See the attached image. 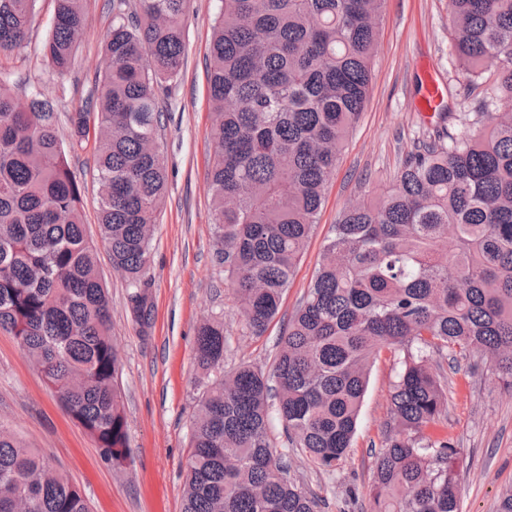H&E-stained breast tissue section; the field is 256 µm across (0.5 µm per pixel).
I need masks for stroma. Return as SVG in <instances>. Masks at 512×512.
<instances>
[{
    "mask_svg": "<svg viewBox=\"0 0 512 512\" xmlns=\"http://www.w3.org/2000/svg\"><path fill=\"white\" fill-rule=\"evenodd\" d=\"M218 0H189L184 17V65L160 94L164 113L157 137L168 176L164 206L150 244V320L136 322L128 307L125 279L99 234V197L92 148L72 145L68 117L96 96L97 80L110 64L105 40L112 27V0H84L83 34L72 67L55 70L42 46L55 16L56 0H37L28 39L0 56V82L19 98L38 91L58 112V137L82 188L86 235L97 245L98 269L112 304V337L119 359L118 387L127 420L122 465L106 463L92 438L62 407L54 391L22 350L0 329V424L41 449L53 467L78 486L90 512H181L190 420L202 392L195 362L200 323L224 319V368L243 363L269 369L284 325L313 279L323 245L340 211L352 202L380 196L403 160L437 131L456 129L471 112L469 87L450 54L448 0H386L373 60L368 102L350 133L325 191L319 220L297 266L281 311L263 336L244 327L224 268L214 254L207 184L214 155L207 63ZM436 74L448 92V117L426 122L417 109L424 72ZM402 353L385 349L370 368L357 431L332 473L319 472L300 452L287 451L288 476L322 501V512H367V489L390 394ZM442 365L448 411L427 424L425 442L448 441L464 461L460 512H496L500 493L512 487V386L489 361L431 353Z\"/></svg>",
    "mask_w": 512,
    "mask_h": 512,
    "instance_id": "obj_1",
    "label": "stroma"
}]
</instances>
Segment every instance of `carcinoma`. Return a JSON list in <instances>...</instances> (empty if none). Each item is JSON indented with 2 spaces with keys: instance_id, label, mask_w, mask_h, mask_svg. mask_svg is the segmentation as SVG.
Wrapping results in <instances>:
<instances>
[{
  "instance_id": "1",
  "label": "carcinoma",
  "mask_w": 512,
  "mask_h": 512,
  "mask_svg": "<svg viewBox=\"0 0 512 512\" xmlns=\"http://www.w3.org/2000/svg\"><path fill=\"white\" fill-rule=\"evenodd\" d=\"M188 0H112V66L69 116L91 141L102 240L148 315L149 246L167 175L158 90L181 72ZM209 49L215 254L246 329L261 336L317 223L325 189L364 109L385 0H220ZM36 0H0V54L20 49ZM459 73L483 88L459 134L408 155L376 202L347 205L280 337L272 370L224 372V319L201 324L205 379L190 425L182 512H321L285 476L270 434L323 471L350 448L382 349L407 351L375 460L369 512H459V451L420 432L447 411L424 350L487 357L512 379V0H448ZM83 0H57L44 54L73 63ZM53 105L0 83V327L16 336L64 409L121 464L127 421L112 309L85 239L81 190ZM89 512L46 455L0 425V512Z\"/></svg>"
}]
</instances>
